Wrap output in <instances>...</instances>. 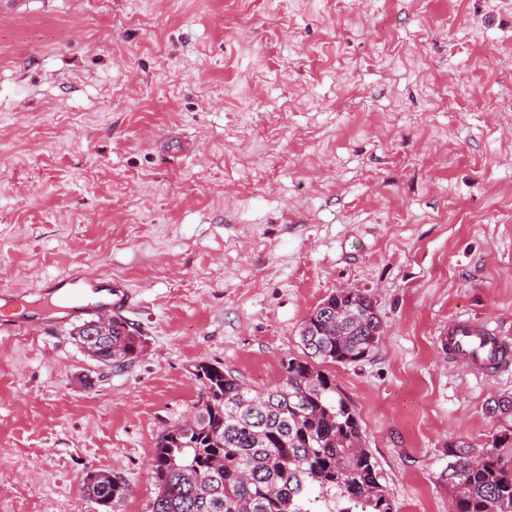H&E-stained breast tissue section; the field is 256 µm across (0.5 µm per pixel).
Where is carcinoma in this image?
Wrapping results in <instances>:
<instances>
[{
    "instance_id": "carcinoma-1",
    "label": "carcinoma",
    "mask_w": 512,
    "mask_h": 512,
    "mask_svg": "<svg viewBox=\"0 0 512 512\" xmlns=\"http://www.w3.org/2000/svg\"><path fill=\"white\" fill-rule=\"evenodd\" d=\"M383 321L374 298L355 288L328 296L299 331L304 356L282 361L285 378L254 390L221 366L202 363L193 422L158 436L156 492L146 512H311L318 492L328 512H396L362 436L359 416L340 395L327 364H357L377 348ZM141 339L120 317L92 349L98 363L137 359ZM512 435L478 448L448 442V485L456 512H512ZM117 474L88 478L85 495L112 512L126 495Z\"/></svg>"
}]
</instances>
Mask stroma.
<instances>
[{
    "instance_id": "35a3bbf8",
    "label": "stroma",
    "mask_w": 512,
    "mask_h": 512,
    "mask_svg": "<svg viewBox=\"0 0 512 512\" xmlns=\"http://www.w3.org/2000/svg\"><path fill=\"white\" fill-rule=\"evenodd\" d=\"M512 0H0V290L123 279L141 336L106 367L0 335V512H145L163 430L211 363L266 390L329 294L377 301L331 368L398 512H455L446 446L512 427V369L439 343L512 337ZM440 344L449 357L459 360L475 375L497 373L512 361L508 339L469 318L449 324L448 336H443ZM125 480L117 474H98L90 476L85 484L84 493L104 509V512H114L126 495Z\"/></svg>"
}]
</instances>
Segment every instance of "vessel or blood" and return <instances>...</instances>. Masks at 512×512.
Returning <instances> with one entry per match:
<instances>
[{"instance_id": "b4317fda", "label": "vessel or blood", "mask_w": 512, "mask_h": 512, "mask_svg": "<svg viewBox=\"0 0 512 512\" xmlns=\"http://www.w3.org/2000/svg\"><path fill=\"white\" fill-rule=\"evenodd\" d=\"M127 291L111 278L86 272L45 279L41 298L29 303L20 294L0 293V334L16 336L36 328L94 315L99 309L124 310ZM449 357L459 360L473 374L496 373L512 365V342L470 319L449 324L440 340Z\"/></svg>"}]
</instances>
